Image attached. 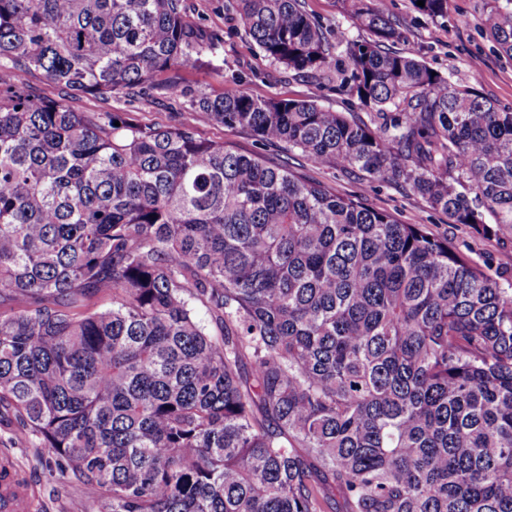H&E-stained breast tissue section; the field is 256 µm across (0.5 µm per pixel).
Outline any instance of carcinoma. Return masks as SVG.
Listing matches in <instances>:
<instances>
[{"label":"carcinoma","instance_id":"carcinoma-1","mask_svg":"<svg viewBox=\"0 0 512 512\" xmlns=\"http://www.w3.org/2000/svg\"><path fill=\"white\" fill-rule=\"evenodd\" d=\"M301 0H235L268 60L375 110L182 82L214 38L183 0H0V417L103 512H512V293L429 234L188 123L76 112L40 73L138 86L315 166L512 231V110ZM448 19V0L415 6ZM484 26L512 57V0ZM209 315L203 323L198 310ZM306 12L315 20L334 31H340L352 39H361L367 34L360 30L344 11L343 5L337 0H302ZM17 83L48 99H59L64 94L58 85L46 81L38 73L22 74Z\"/></svg>","mask_w":512,"mask_h":512}]
</instances>
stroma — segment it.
I'll list each match as a JSON object with an SVG mask.
<instances>
[{"mask_svg":"<svg viewBox=\"0 0 512 512\" xmlns=\"http://www.w3.org/2000/svg\"><path fill=\"white\" fill-rule=\"evenodd\" d=\"M188 18L203 23L215 35L217 54L212 66L187 65L180 71L188 85L218 94L247 89L259 99H315L324 107L370 122L372 113L358 101L340 94L335 84L319 83L295 74L264 58L245 32L229 0H184ZM306 12L331 29L352 39L364 33L345 12L341 0H302ZM489 0H449L448 19L436 23L417 12L411 0H383L382 7L405 34L395 43L400 52L414 53L431 69L450 81L473 87L498 107L512 109V58L501 53L482 19ZM72 108L79 112H127L147 124L177 125L191 122L200 138L224 140L236 150L254 154L271 165L287 167L298 177L323 183L335 194L361 196L372 209L388 212L405 224L424 225L433 236L447 239L456 250L512 285V233L486 238L447 214L434 210L423 197L395 185L367 180L356 170L318 167L296 150L259 140L245 129L213 126L203 115L185 111L182 101L135 89L117 100L76 96ZM6 451L26 485L35 494L32 512H100V504L80 496L66 497L50 480L44 460L17 434L0 427V451Z\"/></svg>","mask_w":512,"mask_h":512,"instance_id":"1","label":"stroma"}]
</instances>
